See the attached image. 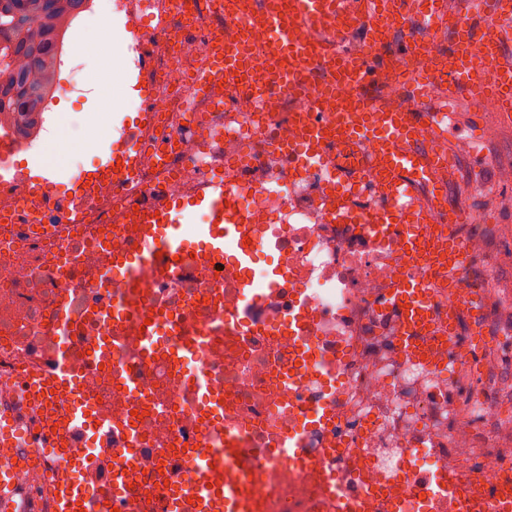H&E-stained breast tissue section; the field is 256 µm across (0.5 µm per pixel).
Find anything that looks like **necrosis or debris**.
I'll use <instances>...</instances> for the list:
<instances>
[{"instance_id":"4bbe7bcc","label":"necrosis or debris","mask_w":512,"mask_h":512,"mask_svg":"<svg viewBox=\"0 0 512 512\" xmlns=\"http://www.w3.org/2000/svg\"><path fill=\"white\" fill-rule=\"evenodd\" d=\"M200 0L196 18L174 25L167 0H131L127 11L149 32L154 113L140 129L134 174L111 172L84 185L79 224L66 222L56 182L21 180L0 190V410L13 407L26 373L67 345L94 417L132 423L144 450L112 493L105 471L73 470L79 483L111 494L119 512L159 502L170 482L193 477L185 455L208 414L187 393L183 376L204 372L224 403V429L250 449L262 484L260 512H335L322 474H335L361 512H455L458 497L512 491V225L490 214L512 197L481 187L483 210L447 225L433 193L421 197L424 224L376 232L374 193L365 163L371 142L335 127L324 142L306 141L301 101L316 87L283 89L272 58L268 0H234L244 21L225 18ZM243 44L249 85L216 83L204 92L192 79L219 48ZM367 95L382 111L405 104L407 80L428 76L429 94L448 85L435 70L437 52L384 49ZM222 132V145L208 136ZM223 178L246 219L242 234L256 257L269 259L276 281L251 303L248 275L231 256L186 262L170 277L147 267L114 268L145 236L139 210L190 200ZM468 254L448 271V239ZM423 282L433 316L418 336L425 356L400 348L403 315L390 289ZM67 299L80 328L62 341L50 308ZM118 309L105 322L95 312ZM159 333L142 352L145 322ZM210 337L198 356L176 355L200 330ZM141 375L140 392L121 388L112 368ZM64 407L29 412L27 447L14 479L54 512L59 467L34 440L55 426ZM291 433L310 459L302 468L278 456ZM179 459L178 468L170 460Z\"/></svg>"}]
</instances>
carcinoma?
<instances>
[{
  "label": "carcinoma",
  "instance_id": "cac0c4a2",
  "mask_svg": "<svg viewBox=\"0 0 512 512\" xmlns=\"http://www.w3.org/2000/svg\"><path fill=\"white\" fill-rule=\"evenodd\" d=\"M83 0H54L51 9L42 0H0V117L15 134L28 136L37 125L46 100L44 85L56 72L59 46L56 22L78 13ZM21 14L26 23L13 24Z\"/></svg>",
  "mask_w": 512,
  "mask_h": 512
}]
</instances>
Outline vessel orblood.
<instances>
[{"instance_id": "b4317fda", "label": "vessel or blood", "mask_w": 512, "mask_h": 512, "mask_svg": "<svg viewBox=\"0 0 512 512\" xmlns=\"http://www.w3.org/2000/svg\"><path fill=\"white\" fill-rule=\"evenodd\" d=\"M446 7V0H287L286 9H273L267 17L276 36L274 54L288 59L289 82L300 81L305 70L322 69L328 50H335L336 80L345 84L347 91L339 95L326 84L317 95L335 98L337 124L372 139L376 155L373 183L376 191L390 202L389 207L377 211L374 222L378 225L413 224L419 220L418 191L432 185L434 180L433 170L423 163V152L418 147L421 127L440 116H454L458 101L465 95L470 98L472 112H481V93L475 88L476 74L468 57L471 44H484L491 62L498 64V78L490 92L498 100L501 118L512 121V64L505 63L502 56L504 48L512 45V0H472L447 51L450 76L441 111L423 108L428 85L422 78L406 86L412 108L402 109L381 121L367 104L366 94L377 74L376 61L371 56L362 61L350 57L339 45L341 36L359 29L365 33L367 42L373 44L382 28L397 25L404 33L406 51L412 52L434 31ZM312 29L325 33L326 42L316 47L306 41L304 34ZM244 68L245 59L238 49H221L214 65L195 78L194 87L203 90L216 77ZM191 204L215 215L233 209L231 195L220 180L207 193L192 199ZM146 221L151 225L149 237L130 255V262L135 265L153 262L167 272H176L178 257L190 250L181 225L172 223L169 211L164 209L156 215L147 214ZM238 232L234 221L211 226L205 231V251L214 256L223 254L227 240ZM423 294L418 283H408L393 291L396 302L404 306L405 316L417 330L425 329L428 322ZM75 387L68 354L62 350L45 370L26 379L22 393L30 406H45ZM88 421L85 409L75 406L64 422L67 442H59L53 432L45 433L43 447L61 470L81 468L80 450ZM96 438L101 452L95 464L104 469L111 461L107 449L113 442H121L128 448L136 445L131 431L107 425L98 426ZM27 441L21 419L6 416L4 427L0 428V446L22 448ZM225 445L222 451L207 448L188 451L196 476L176 482L167 495L166 512H181L182 502L191 498L197 502V512H253L256 491L247 464L249 451L236 447L231 439ZM76 496L82 498L87 512H106L90 488L79 490L66 481L61 484L57 512H74L72 499ZM33 507V502L21 497L10 460L0 456V512H32Z\"/></svg>"}]
</instances>
